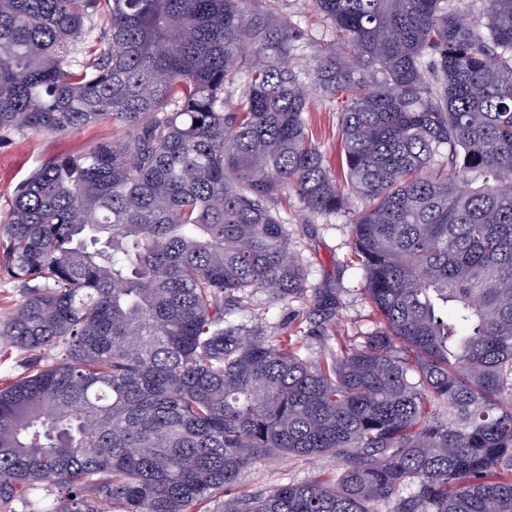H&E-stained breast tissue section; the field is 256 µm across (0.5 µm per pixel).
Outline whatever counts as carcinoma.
Returning <instances> with one entry per match:
<instances>
[{
  "label": "carcinoma",
  "mask_w": 512,
  "mask_h": 512,
  "mask_svg": "<svg viewBox=\"0 0 512 512\" xmlns=\"http://www.w3.org/2000/svg\"><path fill=\"white\" fill-rule=\"evenodd\" d=\"M248 2L0 0V140L124 129L15 197L0 268L25 296L0 334L36 355L0 389V500L195 512L282 452L341 473L224 512H512V0L481 25L448 0H311L334 38L305 72L283 0ZM313 88L340 104L342 182ZM290 193L351 226L359 346L309 359L224 317L304 294ZM311 129L320 149L326 155L332 172L336 174L337 179L342 181L343 172L339 167L337 122L338 112L336 104L325 100L319 93H313L311 98Z\"/></svg>",
  "instance_id": "carcinoma-1"
}]
</instances>
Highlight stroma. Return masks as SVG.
<instances>
[{
    "mask_svg": "<svg viewBox=\"0 0 512 512\" xmlns=\"http://www.w3.org/2000/svg\"><path fill=\"white\" fill-rule=\"evenodd\" d=\"M287 10L303 35L296 60L299 70H307L320 45L332 39L322 16L309 0H285ZM311 129L331 168H338V114L333 103L320 94L311 98ZM122 129L112 122H101L61 134L10 135L0 141V233L4 232L18 189L47 161L56 156L77 155L94 145L118 139ZM297 253L307 263L306 291L303 296L281 303L256 294L247 308L233 311L229 321L259 324L266 335L288 334L299 337L302 352L317 356L336 348L338 342L361 344L376 326L363 296L364 275L351 260V228L341 216H314L302 210L297 199H290L284 212ZM321 292L335 303L336 315L327 327L310 319L311 298ZM340 466L332 456L311 461L292 455L266 456L239 473L230 492L235 496H265L285 485L318 480H336Z\"/></svg>",
    "mask_w": 512,
    "mask_h": 512,
    "instance_id": "obj_1",
    "label": "stroma"
}]
</instances>
